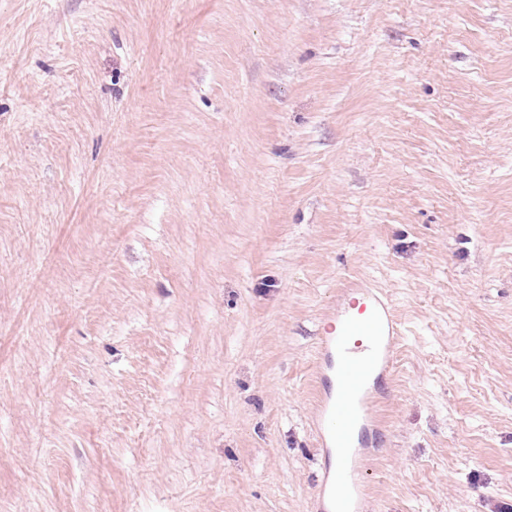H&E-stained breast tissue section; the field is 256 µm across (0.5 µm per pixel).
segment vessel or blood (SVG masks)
Listing matches in <instances>:
<instances>
[{
    "instance_id": "1",
    "label": "vessel or blood",
    "mask_w": 512,
    "mask_h": 512,
    "mask_svg": "<svg viewBox=\"0 0 512 512\" xmlns=\"http://www.w3.org/2000/svg\"><path fill=\"white\" fill-rule=\"evenodd\" d=\"M398 335L382 296L361 289L320 338L318 368L325 386L313 425L335 463L323 473L316 512H365L366 470L356 445L376 423L374 393L391 370Z\"/></svg>"
}]
</instances>
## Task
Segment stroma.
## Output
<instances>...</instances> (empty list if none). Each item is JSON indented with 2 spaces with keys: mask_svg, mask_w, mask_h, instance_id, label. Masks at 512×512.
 Wrapping results in <instances>:
<instances>
[{
  "mask_svg": "<svg viewBox=\"0 0 512 512\" xmlns=\"http://www.w3.org/2000/svg\"><path fill=\"white\" fill-rule=\"evenodd\" d=\"M348 283L367 512L512 506V0H0V512H314ZM355 293L357 297L336 311L320 338L318 368L325 387L313 425L321 447L336 462L323 473L317 512L365 511L366 470L356 444L363 446L364 434L376 424V385L391 370L399 335L395 317L377 291ZM355 308L357 312L352 311Z\"/></svg>",
  "mask_w": 512,
  "mask_h": 512,
  "instance_id": "stroma-1",
  "label": "stroma"
}]
</instances>
